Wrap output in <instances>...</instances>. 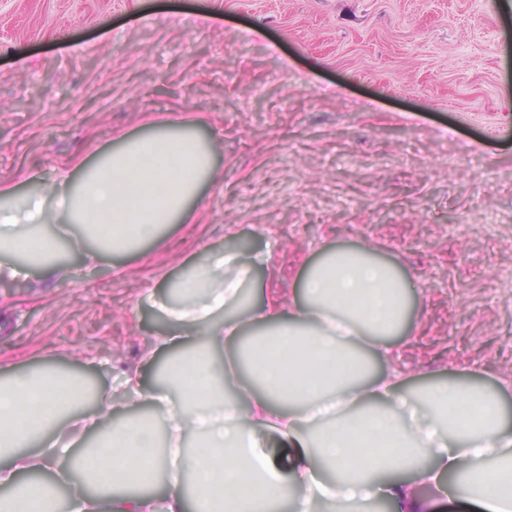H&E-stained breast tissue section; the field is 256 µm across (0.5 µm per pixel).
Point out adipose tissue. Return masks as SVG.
<instances>
[{
    "instance_id": "obj_1",
    "label": "adipose tissue",
    "mask_w": 512,
    "mask_h": 512,
    "mask_svg": "<svg viewBox=\"0 0 512 512\" xmlns=\"http://www.w3.org/2000/svg\"><path fill=\"white\" fill-rule=\"evenodd\" d=\"M215 155L198 121L148 120L57 169L52 197L0 185V277L54 279L63 250L88 265L156 241L216 182ZM255 265L219 250L184 261L180 299L162 307L171 328L144 353L168 352L162 382L125 377L164 425L120 414L75 372L0 378V512H355L380 497L430 512L421 485L512 512V386L404 393L389 342L407 309L396 265L363 243L325 246L286 308L231 313ZM282 440L299 451L286 475L266 452Z\"/></svg>"
}]
</instances>
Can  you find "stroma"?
I'll list each match as a JSON object with an SVG mask.
<instances>
[{
    "label": "stroma",
    "mask_w": 512,
    "mask_h": 512,
    "mask_svg": "<svg viewBox=\"0 0 512 512\" xmlns=\"http://www.w3.org/2000/svg\"><path fill=\"white\" fill-rule=\"evenodd\" d=\"M174 113L216 137L220 180L140 255L0 279V372L154 384L183 260L246 238L255 303L287 305L325 245L396 262L407 390L512 382V0H0L1 183L48 192Z\"/></svg>",
    "instance_id": "obj_1"
}]
</instances>
